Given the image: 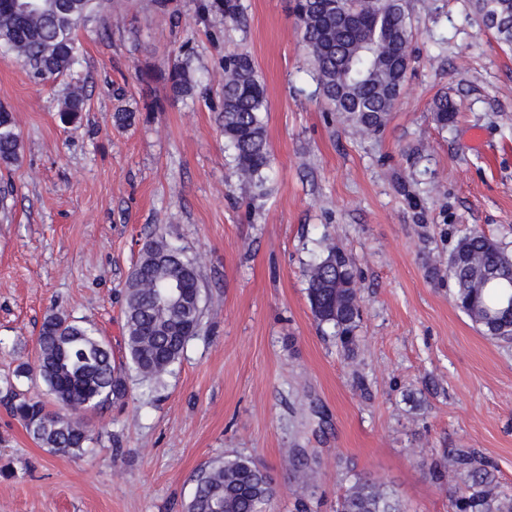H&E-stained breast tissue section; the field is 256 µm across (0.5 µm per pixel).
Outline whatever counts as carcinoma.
I'll return each mask as SVG.
<instances>
[{
	"mask_svg": "<svg viewBox=\"0 0 512 512\" xmlns=\"http://www.w3.org/2000/svg\"><path fill=\"white\" fill-rule=\"evenodd\" d=\"M0 0V50L16 55L35 79L72 71L81 62L76 31L97 8L112 0ZM481 23L495 17L497 40L512 47V0H474ZM201 15H221L236 22L246 10L241 0H202ZM302 45L310 57L321 96L330 111L340 113L362 136L386 125L411 67L412 24L407 0H294ZM362 26L351 25V17ZM193 48L182 46V58L146 75L165 83L172 97L194 98L200 83L191 68ZM80 85L67 92L59 118L74 124L85 111ZM263 83L248 53L224 54V103L220 120L233 153L239 180L260 186L270 168L263 112ZM434 120L455 123L457 107L446 95L433 103ZM21 158V137L11 113L0 111V165ZM453 299L482 333L497 342H512V254L473 228L448 256ZM307 298L317 326L336 336L346 355L354 353L360 323L358 285L350 256L330 247L305 270ZM199 281L195 263L162 236L141 250L124 288L125 360L115 361L110 343L75 320L47 315L36 339L37 364L23 362L17 375L37 374L63 408L79 410L125 400L129 379L151 386L171 373L201 324L199 299L181 305L166 285L174 280ZM8 409L32 439L54 454L79 457L91 435L77 418L62 420L37 396L6 383ZM446 468L460 475L463 488L454 498L458 512H512V494L502 489L488 463L470 452L448 457ZM187 512H266L277 495L267 470L243 455L217 457L199 468ZM336 512H401L379 479L355 478Z\"/></svg>",
	"mask_w": 512,
	"mask_h": 512,
	"instance_id": "1",
	"label": "carcinoma"
}]
</instances>
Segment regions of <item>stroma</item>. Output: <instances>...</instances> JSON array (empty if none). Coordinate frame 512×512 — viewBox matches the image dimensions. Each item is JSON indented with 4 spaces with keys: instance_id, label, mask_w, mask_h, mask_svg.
I'll return each mask as SVG.
<instances>
[{
    "instance_id": "stroma-1",
    "label": "stroma",
    "mask_w": 512,
    "mask_h": 512,
    "mask_svg": "<svg viewBox=\"0 0 512 512\" xmlns=\"http://www.w3.org/2000/svg\"><path fill=\"white\" fill-rule=\"evenodd\" d=\"M174 25L152 0L81 24L83 62L39 82L0 52V107L22 141L0 165V512H186L206 462L241 454L280 491L270 512H335L355 476L377 477L403 512H455L459 481L432 467L463 449L512 487V344L453 303L444 272L466 228L512 251V49L472 0H409L414 57L384 130L360 137L326 110L291 0H245L241 22ZM206 93L177 100L145 74L184 42ZM266 89L272 167L241 183L219 122L228 51ZM83 85L82 120L59 119ZM448 94L455 124L438 125ZM136 111L128 128L116 110ZM164 234L200 271L204 315L173 374L83 412L78 458L40 447L8 412L5 383L34 362L55 312L125 356L123 291L141 247ZM352 258L362 322L354 359L322 335L304 271L327 247ZM320 472L312 495L289 462ZM434 119L441 127L453 125L457 118V107L448 95H442L433 103Z\"/></svg>"
}]
</instances>
